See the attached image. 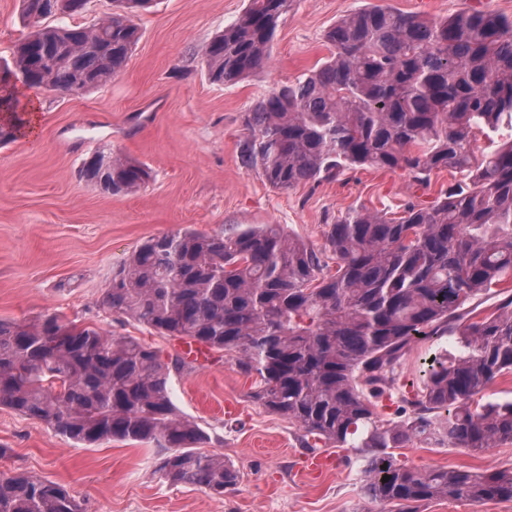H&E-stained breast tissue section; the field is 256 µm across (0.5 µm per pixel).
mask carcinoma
Instances as JSON below:
<instances>
[{
	"mask_svg": "<svg viewBox=\"0 0 512 512\" xmlns=\"http://www.w3.org/2000/svg\"><path fill=\"white\" fill-rule=\"evenodd\" d=\"M31 26L0 71V144L24 127L14 81L80 94L120 73L140 38L135 22L154 0H112L88 25L67 19L88 0H21ZM293 0H247L200 49L208 80L233 84L269 65ZM59 19L48 26L42 21ZM331 55L273 88L245 113L243 167L277 189L336 179L358 168L402 170L420 183L448 169L464 180L429 204L408 201L389 218L354 209L329 225L335 268L278 224L231 234L179 230L134 247L99 306L161 336L231 355L253 379L252 398L303 430V447L353 448L364 495L380 512H421L436 499L479 505L512 500V468L401 464L390 449L417 440L481 453L512 444V399L484 391L512 375V295L485 316L483 300L512 279V136L478 159L475 132L512 129V17L472 10L429 19L375 4L324 34ZM83 174L110 195L137 192L149 169L100 152ZM448 334L456 353L434 356L397 418L377 407L417 341ZM131 336L45 313L0 319V407L38 419L67 440L158 449L154 475L222 496L239 471L176 407L172 371ZM390 479L382 481L383 476ZM0 512H86L68 490L0 471Z\"/></svg>",
	"mask_w": 512,
	"mask_h": 512,
	"instance_id": "cac0c4a2",
	"label": "carcinoma"
}]
</instances>
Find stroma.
Returning <instances> with one entry per match:
<instances>
[{"instance_id":"1","label":"stroma","mask_w":512,"mask_h":512,"mask_svg":"<svg viewBox=\"0 0 512 512\" xmlns=\"http://www.w3.org/2000/svg\"><path fill=\"white\" fill-rule=\"evenodd\" d=\"M372 2L294 0L269 68L223 86L208 80L198 50L239 16L246 0H155L137 17L141 38L111 81L83 94L38 90L37 136L0 146V318L54 312L139 338L168 360L177 353V339L117 320L97 304L113 268L143 239L277 224L320 251L328 224L350 210L390 214L409 200L433 201L454 174L437 170L420 185L401 170L367 169L281 190L238 158L243 117L253 103L324 61L330 54L324 32ZM381 2L429 18L472 9L512 16V0ZM103 150L146 165L150 181L130 195L102 193L82 177L81 166ZM454 349L448 335L415 343L402 362L401 381L418 380L432 357ZM251 385L234 359L217 354L206 366L170 378L178 410L210 437L204 452L224 455L240 474L224 496L159 482L156 450L148 445L76 446L44 422L5 407L0 445L10 453L0 459V470L59 483L86 512H379L361 492L352 449H336L337 463L322 477L303 476L301 430L253 402ZM394 455L416 466L512 468V444L471 454L413 442Z\"/></svg>"}]
</instances>
